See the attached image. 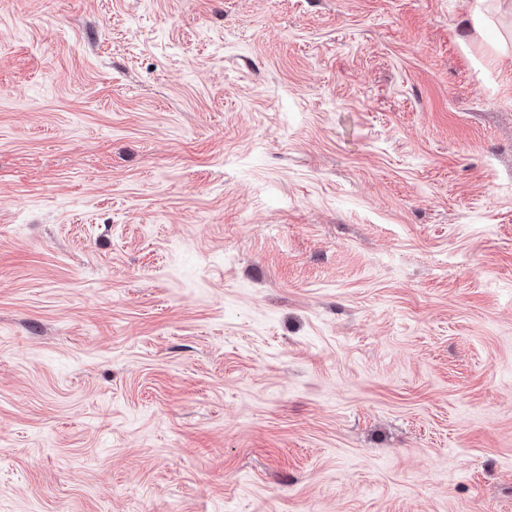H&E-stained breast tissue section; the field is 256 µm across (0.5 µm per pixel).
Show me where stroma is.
<instances>
[{
	"label": "stroma",
	"mask_w": 512,
	"mask_h": 512,
	"mask_svg": "<svg viewBox=\"0 0 512 512\" xmlns=\"http://www.w3.org/2000/svg\"><path fill=\"white\" fill-rule=\"evenodd\" d=\"M0 512H512V0H0Z\"/></svg>",
	"instance_id": "obj_1"
}]
</instances>
